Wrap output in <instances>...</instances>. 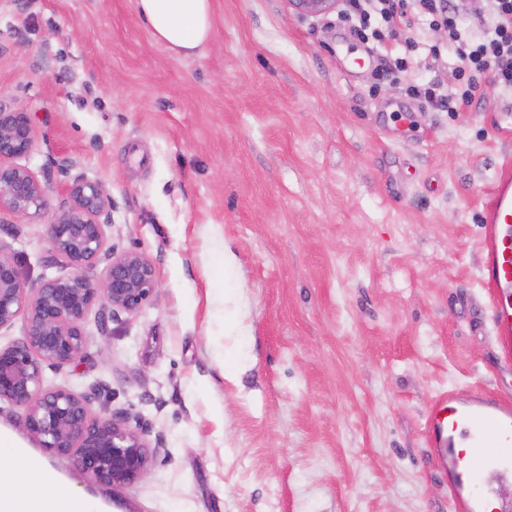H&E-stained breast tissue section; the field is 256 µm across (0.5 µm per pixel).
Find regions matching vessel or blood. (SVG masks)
Returning <instances> with one entry per match:
<instances>
[{
	"label": "vessel or blood",
	"mask_w": 512,
	"mask_h": 512,
	"mask_svg": "<svg viewBox=\"0 0 512 512\" xmlns=\"http://www.w3.org/2000/svg\"><path fill=\"white\" fill-rule=\"evenodd\" d=\"M483 280L493 293L490 323L504 358H512V179L501 178L485 209ZM426 431L434 464L448 475L455 512H489L493 485L512 479V399L451 391L433 401Z\"/></svg>",
	"instance_id": "obj_1"
}]
</instances>
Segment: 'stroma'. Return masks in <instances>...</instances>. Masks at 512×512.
<instances>
[{
	"mask_svg": "<svg viewBox=\"0 0 512 512\" xmlns=\"http://www.w3.org/2000/svg\"><path fill=\"white\" fill-rule=\"evenodd\" d=\"M386 53L412 59L397 81L374 77ZM442 67L405 33L363 43L287 0H213L189 57L135 0H0V105L31 113L21 163L49 179L46 214L0 242L24 277L64 275L46 259L67 158L160 282L136 314L91 315L84 356L45 372L137 419L150 474L115 492L57 470L132 512H455L424 426L441 392L512 395L481 249L512 96L489 77L467 112L406 94Z\"/></svg>",
	"mask_w": 512,
	"mask_h": 512,
	"instance_id": "stroma-1",
	"label": "stroma"
}]
</instances>
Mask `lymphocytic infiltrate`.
Here are the masks:
<instances>
[{
	"label": "lymphocytic infiltrate",
	"instance_id": "lymphocytic-infiltrate-1",
	"mask_svg": "<svg viewBox=\"0 0 512 512\" xmlns=\"http://www.w3.org/2000/svg\"><path fill=\"white\" fill-rule=\"evenodd\" d=\"M342 16L358 39L381 44L396 30L412 32L424 22L442 28L447 45L431 50L447 59L442 75L407 87L408 95L438 110L465 112L479 104L486 75L512 94V0H473L465 19L455 0H345Z\"/></svg>",
	"mask_w": 512,
	"mask_h": 512
}]
</instances>
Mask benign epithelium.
I'll list each match as a JSON object with an SVG mask.
<instances>
[{
	"label": "benign epithelium",
	"instance_id": "1",
	"mask_svg": "<svg viewBox=\"0 0 512 512\" xmlns=\"http://www.w3.org/2000/svg\"><path fill=\"white\" fill-rule=\"evenodd\" d=\"M301 18L336 13L342 0H287ZM37 138L30 113L0 108V215L38 216L46 187L27 167ZM72 162L58 163L69 176L67 202L47 225L48 262L68 274L30 282L0 243V330L24 320L20 339L0 347V403L21 410L23 430L45 451L66 456L96 483L112 490L141 482L156 450L147 431L127 412L94 410L91 399L64 385L46 382L45 369L61 370L80 360L87 345L84 324L95 310L112 316L135 314L159 288L152 260L136 249L111 243L112 197L84 172L70 175Z\"/></svg>",
	"mask_w": 512,
	"mask_h": 512
}]
</instances>
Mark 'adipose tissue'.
<instances>
[{
  "label": "adipose tissue",
  "instance_id": "adipose-tissue-1",
  "mask_svg": "<svg viewBox=\"0 0 512 512\" xmlns=\"http://www.w3.org/2000/svg\"><path fill=\"white\" fill-rule=\"evenodd\" d=\"M137 13L155 41L189 56L212 35V0H136ZM0 512H115L103 497L74 481L0 431Z\"/></svg>",
  "mask_w": 512,
  "mask_h": 512
}]
</instances>
